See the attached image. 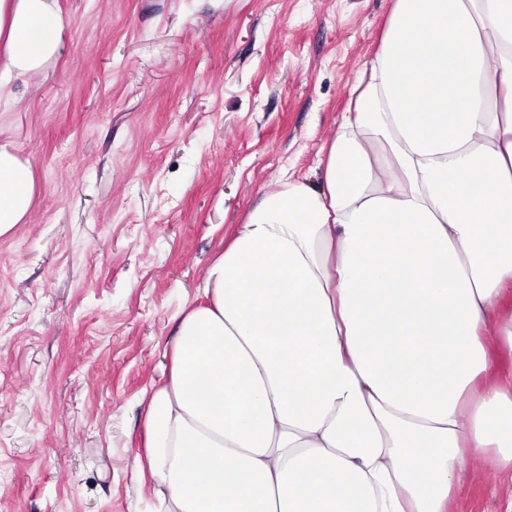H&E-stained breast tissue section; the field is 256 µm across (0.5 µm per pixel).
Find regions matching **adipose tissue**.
<instances>
[{"label": "adipose tissue", "mask_w": 512, "mask_h": 512, "mask_svg": "<svg viewBox=\"0 0 512 512\" xmlns=\"http://www.w3.org/2000/svg\"><path fill=\"white\" fill-rule=\"evenodd\" d=\"M57 0H0V97L57 57ZM325 146L263 195L183 311L145 419L161 512H449L512 475V0H395ZM0 146V236L29 214ZM470 470L469 481L453 496L451 512H504L506 498L505 481L496 475L484 460L474 463L465 461Z\"/></svg>", "instance_id": "obj_1"}]
</instances>
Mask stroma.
I'll use <instances>...</instances> for the list:
<instances>
[{
	"mask_svg": "<svg viewBox=\"0 0 512 512\" xmlns=\"http://www.w3.org/2000/svg\"><path fill=\"white\" fill-rule=\"evenodd\" d=\"M59 55L0 109L38 183L0 236V512H157L146 390L262 195L323 147L394 0H58ZM450 512H505L466 461Z\"/></svg>",
	"mask_w": 512,
	"mask_h": 512,
	"instance_id": "35a3bbf8",
	"label": "stroma"
}]
</instances>
